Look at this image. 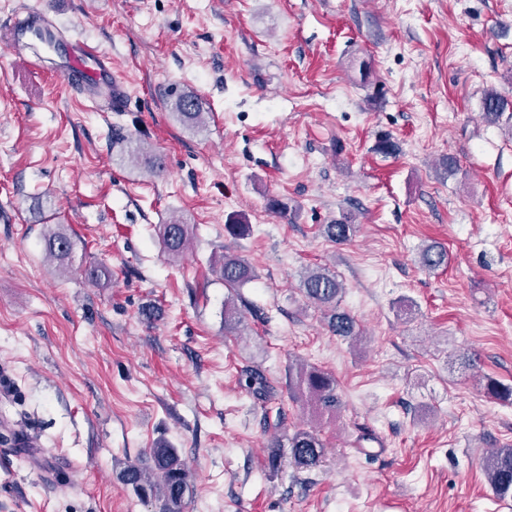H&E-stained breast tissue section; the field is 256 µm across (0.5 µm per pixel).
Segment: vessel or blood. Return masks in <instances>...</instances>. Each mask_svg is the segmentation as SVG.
<instances>
[{
  "label": "vessel or blood",
  "mask_w": 512,
  "mask_h": 512,
  "mask_svg": "<svg viewBox=\"0 0 512 512\" xmlns=\"http://www.w3.org/2000/svg\"><path fill=\"white\" fill-rule=\"evenodd\" d=\"M10 44L16 49H27L29 68L40 72L44 61L30 46L39 38H50L58 46L60 54L56 70L84 100L96 102L100 99L122 100L127 91L122 78L112 72V59L98 46L72 38L55 21V9L46 6L39 12L14 21L9 29Z\"/></svg>",
  "instance_id": "vessel-or-blood-1"
}]
</instances>
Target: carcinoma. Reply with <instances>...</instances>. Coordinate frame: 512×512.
<instances>
[{"label": "carcinoma", "mask_w": 512, "mask_h": 512, "mask_svg": "<svg viewBox=\"0 0 512 512\" xmlns=\"http://www.w3.org/2000/svg\"><path fill=\"white\" fill-rule=\"evenodd\" d=\"M170 107L176 118L183 124L203 128L206 113L202 112L197 97L190 93H176L170 97ZM482 117L498 125L505 122L512 135V100L488 91L482 100ZM225 231L233 238H243L250 233V225L237 214L229 216ZM357 225L343 216L329 224L322 225V233L330 241L342 244L356 233ZM158 235L164 251L172 259H180L191 242V226L172 219L158 227ZM45 257L65 267L70 257L73 241L61 228L51 229L44 236ZM445 253L435 245H428L420 251L421 267L433 270L444 265ZM217 271L224 287L236 290L257 278L251 264L242 256L226 251L218 260ZM300 292L305 299L329 314V327L336 336L356 341L354 319L338 309L343 287L336 275L326 268L307 269L301 275ZM238 307L233 298L224 302V331H239ZM245 387L258 400H266L271 386L264 374L258 370L244 373ZM291 394L303 398L317 408L322 415H334L339 409L336 378L329 372L304 362L294 364L290 376ZM483 389L492 399L503 404L512 403V384H504L492 377L484 378ZM326 456V445L316 430L298 429L288 436L289 464L298 472L312 471L322 465ZM483 469L494 495L500 499L512 497V448H499L483 458ZM125 485L142 499L156 498L162 502L161 512H185L191 489L190 474L181 461L177 449L160 441L150 449L149 455L129 464L123 471Z\"/></svg>", "instance_id": "carcinoma-1"}]
</instances>
